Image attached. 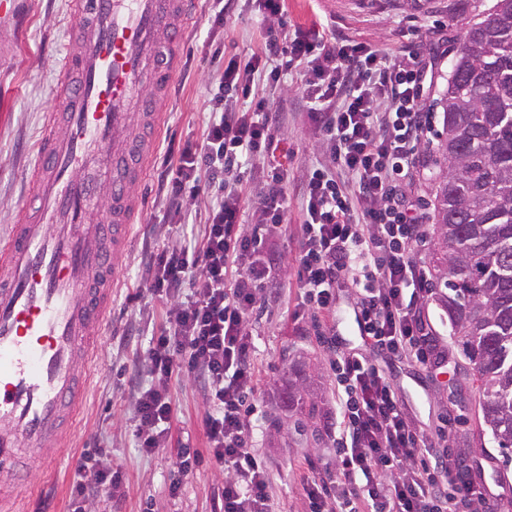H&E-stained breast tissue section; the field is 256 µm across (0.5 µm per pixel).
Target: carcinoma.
<instances>
[{"mask_svg": "<svg viewBox=\"0 0 512 512\" xmlns=\"http://www.w3.org/2000/svg\"><path fill=\"white\" fill-rule=\"evenodd\" d=\"M442 133L433 191L438 303L473 366L481 426L512 451V0L466 31L437 102ZM285 420L325 440L322 407L288 378Z\"/></svg>", "mask_w": 512, "mask_h": 512, "instance_id": "1", "label": "carcinoma"}]
</instances>
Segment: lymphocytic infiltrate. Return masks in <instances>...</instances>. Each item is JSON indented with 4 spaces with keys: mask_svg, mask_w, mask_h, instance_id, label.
<instances>
[{
    "mask_svg": "<svg viewBox=\"0 0 512 512\" xmlns=\"http://www.w3.org/2000/svg\"><path fill=\"white\" fill-rule=\"evenodd\" d=\"M258 49L217 72L200 138L186 140L168 170L169 222L147 274L168 304L149 342L150 384L136 395V437L144 452L164 446L173 377L203 376L207 448L224 464L218 512H276L266 463L252 450L248 415L259 388L250 319L265 288L293 284L303 303L336 313L337 288L351 289L361 339L392 360L432 365L440 355L423 309L433 295L424 255L426 215L409 193L423 179L433 134L430 97L438 62L316 29L286 32L285 0H259ZM299 67L290 88L286 71ZM310 108V142L322 155L302 178L299 253H277L288 218L287 173L264 172L263 189L245 198V166L282 127L268 90ZM249 221H240L241 212ZM343 416L341 454L328 480L303 483L309 512H459L488 502L466 480L449 449H437L403 411L384 371L365 357L336 363ZM121 472L112 451L96 449L74 466L71 497L118 502Z\"/></svg>",
    "mask_w": 512,
    "mask_h": 512,
    "instance_id": "obj_1",
    "label": "lymphocytic infiltrate"
}]
</instances>
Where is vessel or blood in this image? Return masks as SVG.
I'll list each match as a JSON object with an SVG mask.
<instances>
[{"instance_id":"vessel-or-blood-1","label":"vessel or blood","mask_w":512,"mask_h":512,"mask_svg":"<svg viewBox=\"0 0 512 512\" xmlns=\"http://www.w3.org/2000/svg\"><path fill=\"white\" fill-rule=\"evenodd\" d=\"M87 26L58 62L67 109L48 113L33 161L31 202L0 237V468L21 452L42 455L73 421L108 329L120 259L137 226L133 189L146 163L132 162L133 102L168 87L178 67L166 35L189 20L188 0H71ZM109 209L102 237L91 215Z\"/></svg>"}]
</instances>
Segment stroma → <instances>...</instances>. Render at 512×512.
<instances>
[{"label": "stroma", "mask_w": 512, "mask_h": 512, "mask_svg": "<svg viewBox=\"0 0 512 512\" xmlns=\"http://www.w3.org/2000/svg\"><path fill=\"white\" fill-rule=\"evenodd\" d=\"M493 0H288V22L308 28L316 20L328 22L337 36L381 46L393 53L405 48L439 53L440 69L435 90L447 84V66L459 39ZM77 18L69 0H23L20 18L0 29V235L7 233L14 213L26 200L23 174L41 134L44 117L57 107L56 55ZM260 25L251 7L235 0L224 15V32L208 36L201 10H194L178 47L181 66L171 89L159 95L157 109L165 124L153 145V160L142 185L135 190L141 202L138 237L122 260L123 274L112 307V328L95 345L96 360L87 396L77 421L59 451V462L44 468L33 454L22 456L28 491L21 512H73L70 497L73 467L80 454L101 444L112 448V461L122 473L123 500L117 512H214V502L224 483V468L205 456L196 478L185 484L178 497L167 486L183 447L203 451L207 405L193 379L172 380L173 417L165 447L143 453L137 446L135 400L129 380L146 372L148 342L165 320V303L152 298L143 270L146 253L156 243L155 227L165 221L162 200L169 149L186 139L198 138L209 118V87L214 51L223 58L255 48ZM288 123L275 139L265 164L287 169L286 187L291 222L278 239V249L288 259L298 255L299 188L303 171L317 160L309 144L308 122L295 102L284 106ZM301 301L295 288L278 289L274 298L261 302L252 319L257 346L255 366L261 379L256 409L250 418L253 446L270 466L271 493L279 512H306L300 496L301 482L312 473L328 476L336 469V443L320 446L275 433L270 424L279 413L288 385V373L301 370L311 390L339 427L338 398L330 364L336 355L357 353L360 336L346 331L337 320L328 323L329 341L309 334L295 313ZM438 345L447 350L442 364L424 369L407 361L393 362L384 355L375 360L390 375L403 409L418 427L436 434L443 419H451L448 444L469 465L474 484H494L500 493L498 512H512V461L504 462L491 436H478L479 395L473 386V369L451 336L436 301L426 308Z\"/></svg>", "instance_id": "stroma-1"}]
</instances>
